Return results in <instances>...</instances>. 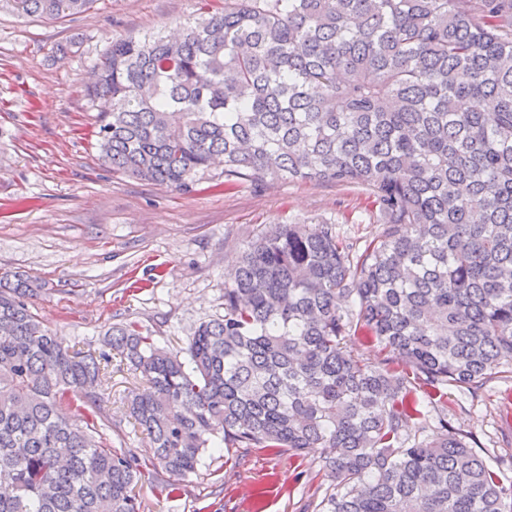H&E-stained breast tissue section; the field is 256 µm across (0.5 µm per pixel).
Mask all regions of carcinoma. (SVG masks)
<instances>
[{"label": "carcinoma", "instance_id": "obj_1", "mask_svg": "<svg viewBox=\"0 0 512 512\" xmlns=\"http://www.w3.org/2000/svg\"><path fill=\"white\" fill-rule=\"evenodd\" d=\"M8 2L53 20L96 0ZM86 94L111 103L97 137L116 171L186 190L220 158L229 187H364L382 225L360 252L332 224L273 225L183 354L112 327L166 472L217 445L323 448L315 512H512L448 422L406 431L412 386L512 373V0H224L178 36L113 42ZM33 283L0 277V512H139L137 459L65 410L73 387L99 400L111 358L59 343ZM358 328L371 358L347 345Z\"/></svg>", "mask_w": 512, "mask_h": 512}]
</instances>
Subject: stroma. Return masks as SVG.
<instances>
[{
    "mask_svg": "<svg viewBox=\"0 0 512 512\" xmlns=\"http://www.w3.org/2000/svg\"><path fill=\"white\" fill-rule=\"evenodd\" d=\"M204 5L216 12L224 0H97L56 21L20 18L0 0V274L36 279L33 311L63 346L101 351L109 327L132 323L181 350L195 327L223 315L225 272L269 225L331 223L357 250L381 231L364 191L301 182L228 190L218 167L179 190L101 160L95 127L105 104L84 92L95 66L113 41L176 29ZM144 387L115 361L97 403L79 389L68 407L137 458L140 512H302L329 487L319 448L303 457L211 448L195 473L172 479L126 411L128 393ZM414 395L423 405L410 435L427 438L445 418L512 486V373L473 394L445 388L435 405L423 389Z\"/></svg>",
    "mask_w": 512,
    "mask_h": 512,
    "instance_id": "obj_1",
    "label": "stroma"
}]
</instances>
